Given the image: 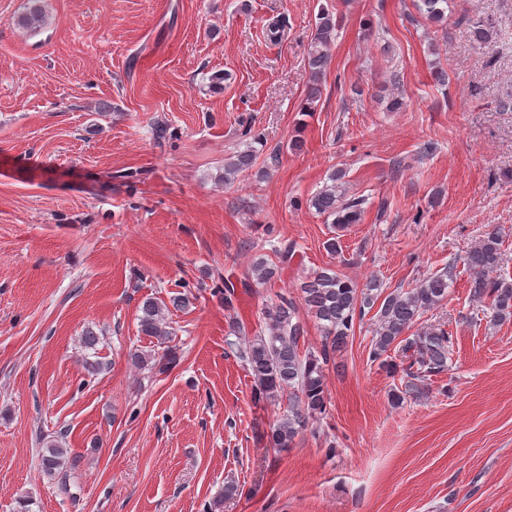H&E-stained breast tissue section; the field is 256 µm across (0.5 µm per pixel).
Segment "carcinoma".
<instances>
[{
    "label": "carcinoma",
    "mask_w": 512,
    "mask_h": 512,
    "mask_svg": "<svg viewBox=\"0 0 512 512\" xmlns=\"http://www.w3.org/2000/svg\"><path fill=\"white\" fill-rule=\"evenodd\" d=\"M420 13L434 23L447 21L448 0H419ZM30 34L45 27L41 0H27V8L18 19ZM339 20L328 11L317 15L312 50L309 54L310 87L303 111L309 112L320 95L321 84L330 64V49L337 38ZM254 163L252 151H241L224 164L219 181L227 182ZM345 172L338 170L310 200V206L320 215L332 218L338 229L356 224L364 213L366 199L348 197L341 190ZM503 239L496 229L486 233L466 257L470 274L472 300L485 308L494 324L512 320V280L493 277L500 264ZM275 260H261L242 274L243 287L255 281L268 285L277 281L296 254V243L284 240L274 247ZM451 271L434 274L409 289L396 288L384 292L376 278L365 287L332 268H323L307 277L300 285L301 300L307 314L320 325L324 339L318 353H302L307 334L306 323L299 316L296 302L286 295L269 311L268 334L247 336L245 327L232 323L236 339L228 341L230 348L248 366L261 397L275 399L288 393V415L270 428L267 435L272 448H288L305 430L309 420L326 411L325 370L333 355L346 346L355 320L363 319L366 311L377 309V323L371 340L369 358L390 377L401 384L393 389L392 403H402L406 395L419 394L432 377L448 371L453 351V336L440 325H429L408 336L406 332L428 311L448 298V278ZM166 305L147 298L139 308V331L164 343L170 332L165 326ZM131 361L142 369L163 374L176 367L180 355L169 347L160 356L142 352L131 354ZM67 449L59 440L47 441L41 455V472L68 490Z\"/></svg>",
    "instance_id": "cac0c4a2"
}]
</instances>
